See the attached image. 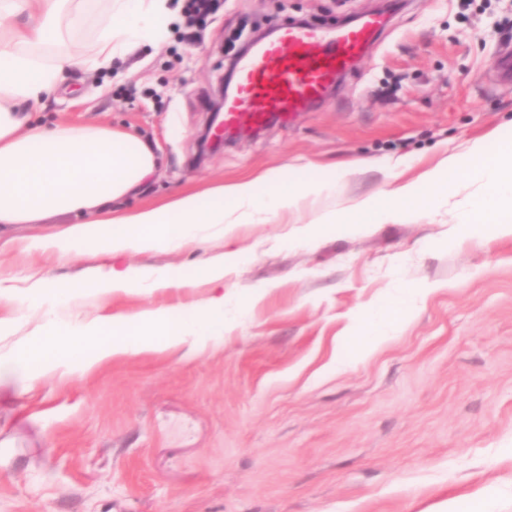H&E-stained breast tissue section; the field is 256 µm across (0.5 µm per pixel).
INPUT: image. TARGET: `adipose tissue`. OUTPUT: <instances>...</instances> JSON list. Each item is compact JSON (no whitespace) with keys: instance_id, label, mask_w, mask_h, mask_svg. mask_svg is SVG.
<instances>
[{"instance_id":"adipose-tissue-1","label":"adipose tissue","mask_w":512,"mask_h":512,"mask_svg":"<svg viewBox=\"0 0 512 512\" xmlns=\"http://www.w3.org/2000/svg\"><path fill=\"white\" fill-rule=\"evenodd\" d=\"M83 0H0V224H35L52 212L76 221L42 238L41 248L92 256H117L131 250L180 249L221 236L239 224H255L270 211L298 210L330 193L335 177L271 184L258 195L255 181L189 193L156 208L116 216L112 203L149 177L156 156L134 133L108 125H32L46 97L70 68H111L133 46L167 35L174 11L169 0H111L96 23L92 54L39 56L42 48L61 46L66 34L84 21ZM475 185L474 199L458 202L459 178ZM450 206L457 236L481 241L512 237V140H474L461 153L428 170L421 179L400 185L392 194L371 195L343 211L319 214L302 228L344 233L360 224L397 221L416 211ZM236 261L180 268L119 269L99 267L88 281L58 287L45 281L32 297L48 315L45 335L29 349L0 355V369L18 367L38 376L68 374L128 353L196 350L222 340L224 311L231 300L213 297L205 308L173 313L167 308L134 315H100L81 321L60 319L56 310L89 297L197 284L223 285ZM409 314L402 301L387 300L366 310L346 336L345 359L355 362L385 337L397 333Z\"/></svg>"}]
</instances>
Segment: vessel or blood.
Segmentation results:
<instances>
[{
  "instance_id": "1",
  "label": "vessel or blood",
  "mask_w": 512,
  "mask_h": 512,
  "mask_svg": "<svg viewBox=\"0 0 512 512\" xmlns=\"http://www.w3.org/2000/svg\"><path fill=\"white\" fill-rule=\"evenodd\" d=\"M386 23V15L374 11L333 30L316 24L276 28L236 67L234 89L224 100L225 137L245 125L261 129L288 120L323 101Z\"/></svg>"
}]
</instances>
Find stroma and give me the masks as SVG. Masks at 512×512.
I'll return each instance as SVG.
<instances>
[{
	"label": "stroma",
	"mask_w": 512,
	"mask_h": 512,
	"mask_svg": "<svg viewBox=\"0 0 512 512\" xmlns=\"http://www.w3.org/2000/svg\"><path fill=\"white\" fill-rule=\"evenodd\" d=\"M385 8L387 26L322 104L199 153L218 79L246 38ZM508 53L512 0H217L111 70H72L42 119L125 127L160 158L115 212L266 172L332 173L336 186L198 248L122 255L137 269H188L237 253L224 292L249 311L199 352L1 380L0 512H431L486 486L492 512H512V237L453 241L444 208L345 235L298 233L474 140L512 139V82L498 75ZM71 221L0 224V317L11 321L1 354L42 332L27 298L41 279L64 286L100 266L31 247ZM397 294L412 307L398 335L337 366L354 319ZM210 295L202 284L139 291L76 311L201 308Z\"/></svg>",
	"instance_id": "1"
}]
</instances>
